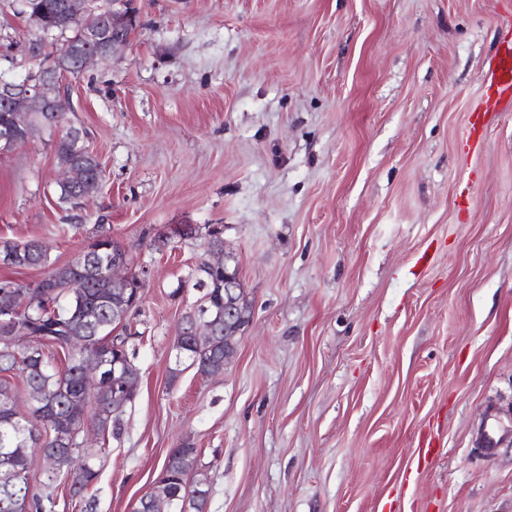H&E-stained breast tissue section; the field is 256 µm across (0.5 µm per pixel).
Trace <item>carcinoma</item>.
I'll return each instance as SVG.
<instances>
[{
    "label": "carcinoma",
    "mask_w": 512,
    "mask_h": 512,
    "mask_svg": "<svg viewBox=\"0 0 512 512\" xmlns=\"http://www.w3.org/2000/svg\"><path fill=\"white\" fill-rule=\"evenodd\" d=\"M58 0H23L18 13L27 18L39 17L53 32H65V40L73 46L84 44L83 32L60 26ZM48 119L44 112H4L0 110V125L18 132L32 123ZM58 163L82 162L92 172L91 180L79 184H58L59 200H85L98 194V159L90 153L78 152L62 141L54 145ZM105 249L94 254L101 263L112 260V250L119 244L106 232H101ZM24 248V267L46 266L50 255L46 245L38 240L13 244ZM196 286L203 290L202 303L194 314L204 316L213 324L211 343L184 337L173 345L176 363L190 362L204 375L224 372V266H212L203 261L196 267ZM57 279L43 286L44 297L27 299L28 288L10 280L0 281V471L13 470L19 477L10 485L0 484V512H35L55 507L51 495L35 492L32 483L33 449L41 452L39 476L41 484L50 488L58 482L70 485V491L81 501L88 487L99 477L98 451L83 444L81 436L71 439V453L57 454L40 442L39 424L49 415L65 433L69 432L71 410L78 403H93L88 415L100 436L107 443L121 434L120 414L112 413L116 397L131 403L137 395L140 371L134 363L136 349L130 347L132 336L116 334L118 323L112 320V306L107 300L121 294L119 286L109 278L85 272L78 265L54 270ZM24 332L41 339L39 349L22 351L11 347L17 334ZM100 352L115 360L124 370L96 387L89 398L80 384L82 359ZM19 377L25 391L34 394L33 408L26 416L14 410L19 389L11 379ZM211 477L201 464L196 448H172L165 458L161 473L154 483L157 494L171 504L170 512H207Z\"/></svg>",
    "instance_id": "obj_1"
}]
</instances>
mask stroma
<instances>
[{
  "label": "stroma",
  "mask_w": 512,
  "mask_h": 512,
  "mask_svg": "<svg viewBox=\"0 0 512 512\" xmlns=\"http://www.w3.org/2000/svg\"><path fill=\"white\" fill-rule=\"evenodd\" d=\"M133 5L128 47L68 80L101 192L59 201L58 130L0 154V243L51 258L0 280L34 287L99 225L145 274L95 512H133L183 444L208 512H512V440L478 448L488 411L512 428V110L461 142L512 0ZM33 34L0 0V70ZM177 224L223 225L251 304L219 376L170 373L209 256ZM5 247H11L12 249H17L20 246H23L24 252L27 254V262L22 265L20 264H5V266L11 267H37V266H46L50 262L49 249L46 245L38 240L31 241H23L20 244H4Z\"/></svg>",
  "instance_id": "stroma-1"
}]
</instances>
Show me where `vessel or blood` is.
<instances>
[{"mask_svg": "<svg viewBox=\"0 0 512 512\" xmlns=\"http://www.w3.org/2000/svg\"><path fill=\"white\" fill-rule=\"evenodd\" d=\"M484 101L470 113L467 140L479 147L487 126L504 108L512 106V23L506 25L505 34L492 55L483 75Z\"/></svg>", "mask_w": 512, "mask_h": 512, "instance_id": "b4317fda", "label": "vessel or blood"}]
</instances>
